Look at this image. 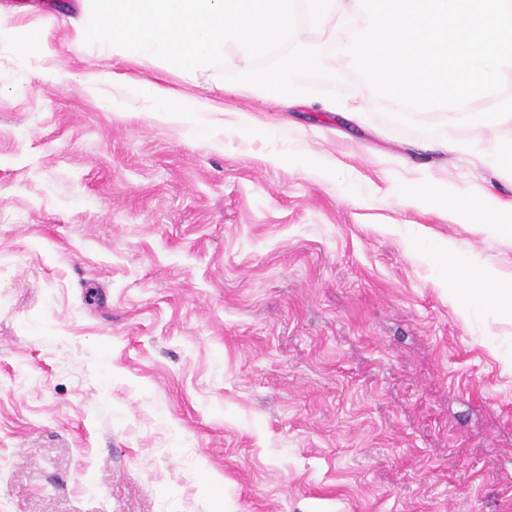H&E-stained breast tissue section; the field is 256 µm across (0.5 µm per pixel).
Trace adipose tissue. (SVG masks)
Instances as JSON below:
<instances>
[{
    "label": "adipose tissue",
    "instance_id": "ef3b65f1",
    "mask_svg": "<svg viewBox=\"0 0 512 512\" xmlns=\"http://www.w3.org/2000/svg\"><path fill=\"white\" fill-rule=\"evenodd\" d=\"M9 45L26 59L37 55H50L47 31L39 26L17 30L12 18L0 14V45ZM444 212L463 217L480 211L481 219L475 228L502 235H512V200L496 198L478 203L471 197L448 190L441 200ZM438 260L450 294L459 303L463 315L470 313L484 302H491L500 319L512 320V273L503 272L494 264L464 262L460 248L452 243L442 245L437 252Z\"/></svg>",
    "mask_w": 512,
    "mask_h": 512
}]
</instances>
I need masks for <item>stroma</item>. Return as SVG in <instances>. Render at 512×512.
<instances>
[{"label": "stroma", "instance_id": "35a3bbf8", "mask_svg": "<svg viewBox=\"0 0 512 512\" xmlns=\"http://www.w3.org/2000/svg\"><path fill=\"white\" fill-rule=\"evenodd\" d=\"M0 10L55 50L0 49V512H512V322L463 317L414 236L507 272L512 238L401 199L422 166L512 198L438 148L512 139V80L406 126L328 30L286 105L71 50L80 0ZM112 70L211 109L157 118Z\"/></svg>", "mask_w": 512, "mask_h": 512}]
</instances>
